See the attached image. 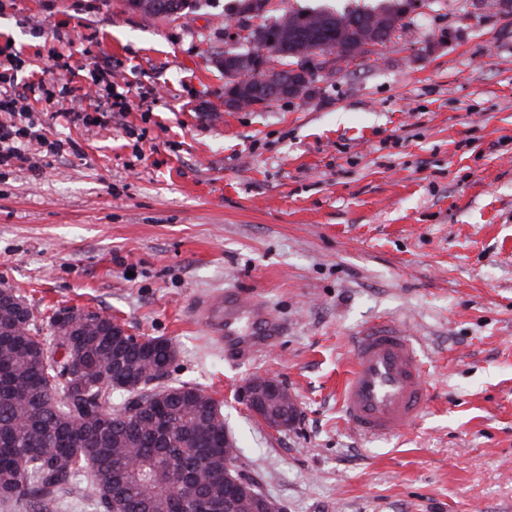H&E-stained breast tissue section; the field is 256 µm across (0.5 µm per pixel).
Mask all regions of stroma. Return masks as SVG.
Returning <instances> with one entry per match:
<instances>
[{"mask_svg": "<svg viewBox=\"0 0 512 512\" xmlns=\"http://www.w3.org/2000/svg\"><path fill=\"white\" fill-rule=\"evenodd\" d=\"M234 4L147 19L126 0H0L15 88L108 68L131 103L78 126L31 101L63 150L0 169V282L43 314L171 341V382L221 404L238 470L285 512H512V15L425 0L377 61L228 112ZM217 291L264 298L278 343L228 360L185 314ZM381 323L423 346L429 400L373 439L345 421L341 383ZM264 372L295 399L288 429L239 398Z\"/></svg>", "mask_w": 512, "mask_h": 512, "instance_id": "obj_1", "label": "stroma"}]
</instances>
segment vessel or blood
<instances>
[{
    "instance_id": "1",
    "label": "vessel or blood",
    "mask_w": 512,
    "mask_h": 512,
    "mask_svg": "<svg viewBox=\"0 0 512 512\" xmlns=\"http://www.w3.org/2000/svg\"><path fill=\"white\" fill-rule=\"evenodd\" d=\"M193 315L223 336L226 357H253L278 336L280 326L265 304L222 296L198 299ZM429 396L424 366L412 337L392 325L367 330L354 341L343 382L342 409L352 428L365 436L394 434L414 422Z\"/></svg>"
}]
</instances>
